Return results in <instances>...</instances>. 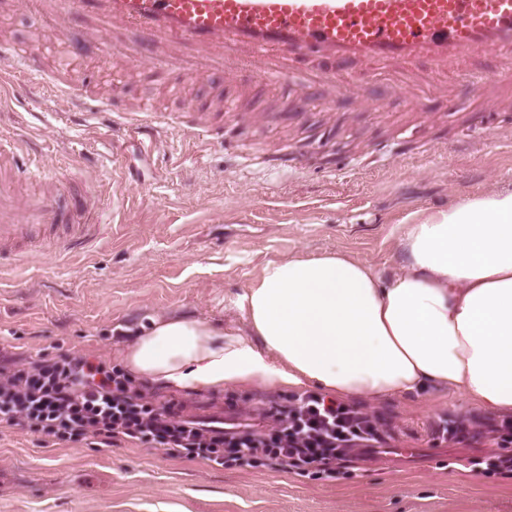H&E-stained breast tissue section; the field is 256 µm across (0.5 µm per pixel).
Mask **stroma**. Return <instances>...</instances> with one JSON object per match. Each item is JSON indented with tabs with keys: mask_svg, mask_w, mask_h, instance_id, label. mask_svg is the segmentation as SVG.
<instances>
[{
	"mask_svg": "<svg viewBox=\"0 0 512 512\" xmlns=\"http://www.w3.org/2000/svg\"><path fill=\"white\" fill-rule=\"evenodd\" d=\"M366 112L344 96L292 101L298 87H253V111L224 121L223 143L173 126L153 142L130 137L110 113L65 125V101L20 108L0 90V134L18 136L21 169L48 168L88 191L100 229L79 253L33 251L0 266V348L18 355L76 352L119 362L133 331L158 315L226 326L228 301L269 261L338 252L396 270L400 221L417 209L512 188V112L408 111L394 88L367 77ZM275 389L185 394L193 414L261 422ZM391 422L392 447L321 481L282 469H224L172 459L145 445L43 446L0 432V512H512V476H486L463 459L512 453L434 440V420L469 422L477 407L428 389L362 399Z\"/></svg>",
	"mask_w": 512,
	"mask_h": 512,
	"instance_id": "35a3bbf8",
	"label": "stroma"
}]
</instances>
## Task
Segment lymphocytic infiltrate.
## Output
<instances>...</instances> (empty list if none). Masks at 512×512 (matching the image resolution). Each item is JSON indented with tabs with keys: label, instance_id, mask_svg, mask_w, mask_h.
<instances>
[{
	"label": "lymphocytic infiltrate",
	"instance_id": "1",
	"mask_svg": "<svg viewBox=\"0 0 512 512\" xmlns=\"http://www.w3.org/2000/svg\"><path fill=\"white\" fill-rule=\"evenodd\" d=\"M265 416L261 427H228L219 418L189 415L184 403L147 395L135 378L104 360L73 353L19 360L0 353V428L46 444L138 443L224 468L284 467L334 481L354 461L375 458L394 438L378 416L311 391L272 404ZM436 435L456 444L505 440L512 437V416L480 418Z\"/></svg>",
	"mask_w": 512,
	"mask_h": 512
}]
</instances>
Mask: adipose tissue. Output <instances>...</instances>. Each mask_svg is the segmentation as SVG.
I'll return each instance as SVG.
<instances>
[{"instance_id":"adipose-tissue-1","label":"adipose tissue","mask_w":512,"mask_h":512,"mask_svg":"<svg viewBox=\"0 0 512 512\" xmlns=\"http://www.w3.org/2000/svg\"><path fill=\"white\" fill-rule=\"evenodd\" d=\"M403 266L341 253L267 262L232 301L244 328L165 315L121 356L170 393L306 390L403 399L437 386L512 412V189L419 209L401 222Z\"/></svg>"}]
</instances>
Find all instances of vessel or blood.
Returning <instances> with one entry per match:
<instances>
[{
  "label": "vessel or blood",
  "instance_id": "1",
  "mask_svg": "<svg viewBox=\"0 0 512 512\" xmlns=\"http://www.w3.org/2000/svg\"><path fill=\"white\" fill-rule=\"evenodd\" d=\"M21 10L67 32L71 56L93 48L105 70L147 72L177 90L221 72L246 90L293 84L313 97H353L370 112L361 76L381 70L414 112L425 106L413 89L428 81L441 99L461 87L482 112L512 101V0H0V18ZM0 80L18 96L37 86L78 112L111 113L149 141L169 124L195 140L220 139L225 115L242 110L233 98L131 109L119 86L100 95L79 69L49 71L36 45L0 50ZM21 150L19 139L0 136V258L21 257L39 239L59 251L82 248L95 229L91 205L61 210L64 185L51 173L32 175L36 192L22 193Z\"/></svg>",
  "mask_w": 512,
  "mask_h": 512
}]
</instances>
